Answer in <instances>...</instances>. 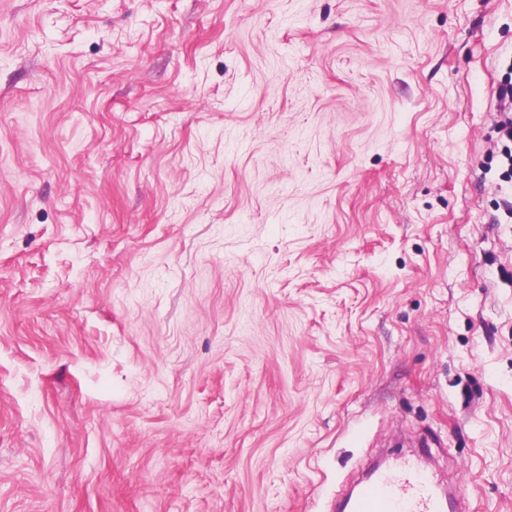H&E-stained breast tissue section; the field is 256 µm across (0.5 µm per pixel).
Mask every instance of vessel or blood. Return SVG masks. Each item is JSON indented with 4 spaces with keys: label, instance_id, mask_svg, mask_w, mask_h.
<instances>
[{
    "label": "vessel or blood",
    "instance_id": "1",
    "mask_svg": "<svg viewBox=\"0 0 512 512\" xmlns=\"http://www.w3.org/2000/svg\"><path fill=\"white\" fill-rule=\"evenodd\" d=\"M340 512H463L416 463L401 460L375 471L344 502Z\"/></svg>",
    "mask_w": 512,
    "mask_h": 512
}]
</instances>
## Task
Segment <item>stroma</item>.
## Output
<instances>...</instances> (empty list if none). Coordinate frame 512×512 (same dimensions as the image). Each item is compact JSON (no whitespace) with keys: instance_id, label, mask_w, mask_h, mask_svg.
Listing matches in <instances>:
<instances>
[{"instance_id":"obj_1","label":"stroma","mask_w":512,"mask_h":512,"mask_svg":"<svg viewBox=\"0 0 512 512\" xmlns=\"http://www.w3.org/2000/svg\"><path fill=\"white\" fill-rule=\"evenodd\" d=\"M512 0H0V512H330L379 449L512 512ZM498 85L494 91L497 102L499 120L496 123V130L499 140L509 144L512 142V76Z\"/></svg>"}]
</instances>
